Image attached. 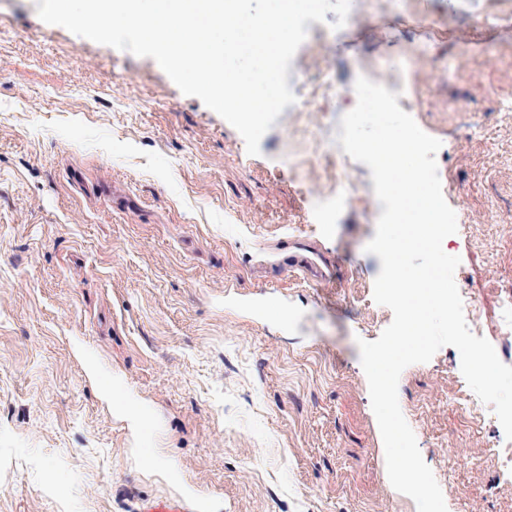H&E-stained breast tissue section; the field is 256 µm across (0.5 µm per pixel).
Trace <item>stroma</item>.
Wrapping results in <instances>:
<instances>
[{
	"mask_svg": "<svg viewBox=\"0 0 512 512\" xmlns=\"http://www.w3.org/2000/svg\"><path fill=\"white\" fill-rule=\"evenodd\" d=\"M351 9L338 30L332 12L307 22L288 85L408 64L439 23L412 117L441 141L444 198L467 224L443 244L456 286L502 349L512 125L496 94L512 89V0ZM351 108H284L251 156L154 59L46 24L36 0H0V512H417L389 482L357 345L393 320L365 251L383 210L371 170L348 161L358 198L322 216L335 159L288 165L298 130L335 143ZM296 239L331 279L277 265L273 245ZM462 380L442 347L403 370L401 411L448 512H512L493 457L503 429L460 403Z\"/></svg>",
	"mask_w": 512,
	"mask_h": 512,
	"instance_id": "1",
	"label": "stroma"
}]
</instances>
